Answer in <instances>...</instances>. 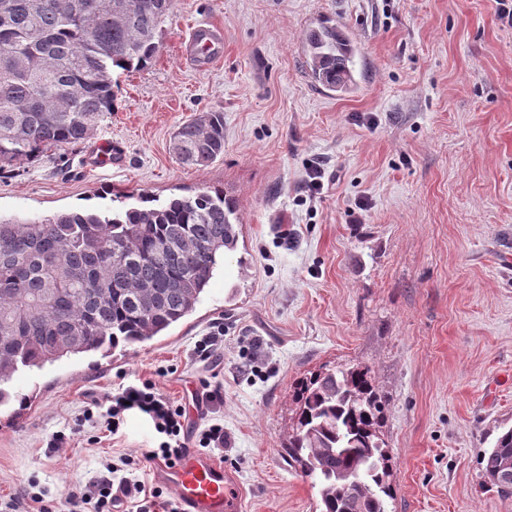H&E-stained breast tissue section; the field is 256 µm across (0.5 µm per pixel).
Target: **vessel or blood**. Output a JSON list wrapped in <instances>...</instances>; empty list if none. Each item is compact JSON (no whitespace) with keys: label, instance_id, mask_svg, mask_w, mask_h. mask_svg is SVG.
<instances>
[{"label":"vessel or blood","instance_id":"b4317fda","mask_svg":"<svg viewBox=\"0 0 512 512\" xmlns=\"http://www.w3.org/2000/svg\"><path fill=\"white\" fill-rule=\"evenodd\" d=\"M224 47V30L208 22L195 25L182 51L206 66ZM157 476L178 494L181 512H240L237 482L223 464L195 452L176 466L161 468Z\"/></svg>","mask_w":512,"mask_h":512}]
</instances>
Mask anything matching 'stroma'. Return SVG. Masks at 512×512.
<instances>
[{
  "instance_id": "35a3bbf8",
  "label": "stroma",
  "mask_w": 512,
  "mask_h": 512,
  "mask_svg": "<svg viewBox=\"0 0 512 512\" xmlns=\"http://www.w3.org/2000/svg\"><path fill=\"white\" fill-rule=\"evenodd\" d=\"M319 18L356 47L349 94L308 76L302 36ZM204 19L223 26L224 51L200 70L180 46ZM159 44L145 69L114 73L115 108L87 139L0 169V216L215 187L237 202V248L163 335L5 382L0 500L34 482L65 507L104 464L157 447L139 410L115 435L84 418L148 379L185 407L188 445L223 423L212 456L236 478L241 512H320L282 456L293 387L347 363L372 371L385 402L392 512H512L481 472L512 426V27L495 0H173ZM213 108L223 158L181 164L173 132ZM104 142L124 147L121 166L89 164ZM217 324L224 347L202 361L196 344ZM208 384L223 400L196 407Z\"/></svg>"
}]
</instances>
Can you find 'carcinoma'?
Here are the masks:
<instances>
[{
  "label": "carcinoma",
  "mask_w": 512,
  "mask_h": 512,
  "mask_svg": "<svg viewBox=\"0 0 512 512\" xmlns=\"http://www.w3.org/2000/svg\"><path fill=\"white\" fill-rule=\"evenodd\" d=\"M172 0H0V165L88 137L114 110L117 70L145 68ZM309 74L346 93L353 48L332 25L305 34ZM170 152L207 167L224 156V113L173 135ZM235 203L220 189L118 212L0 218V383L21 367L104 355L151 340L190 315L221 256L236 250ZM288 466L317 489L321 512H388L391 452L371 371L320 368L293 388ZM512 469V428L482 457L487 484Z\"/></svg>",
  "instance_id": "cac0c4a2"
}]
</instances>
